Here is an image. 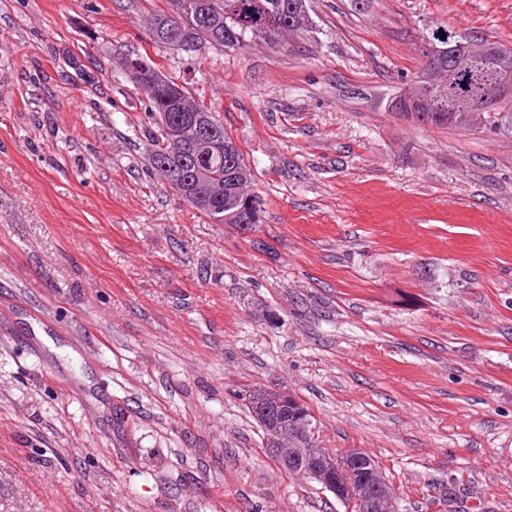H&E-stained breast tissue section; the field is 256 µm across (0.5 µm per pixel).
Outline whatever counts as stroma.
I'll return each instance as SVG.
<instances>
[{"label":"stroma","mask_w":512,"mask_h":512,"mask_svg":"<svg viewBox=\"0 0 512 512\" xmlns=\"http://www.w3.org/2000/svg\"><path fill=\"white\" fill-rule=\"evenodd\" d=\"M166 0H0V512H346L269 456L290 391L400 512H512V136L392 111L445 25L512 0H311L314 32L158 50ZM149 55L220 114L262 221L152 172Z\"/></svg>","instance_id":"1"}]
</instances>
